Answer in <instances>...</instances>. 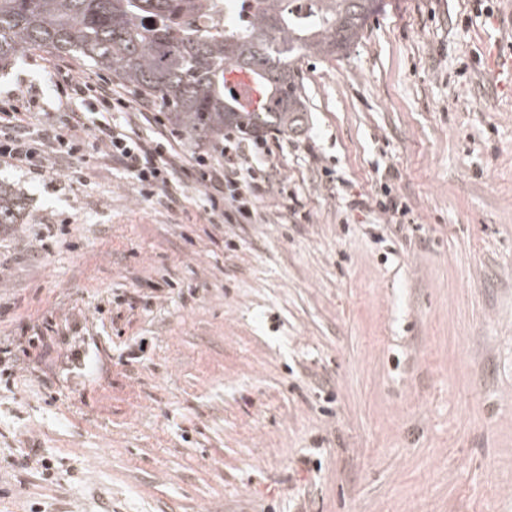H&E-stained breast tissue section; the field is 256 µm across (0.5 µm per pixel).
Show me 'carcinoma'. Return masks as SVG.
<instances>
[{
  "label": "carcinoma",
  "mask_w": 512,
  "mask_h": 512,
  "mask_svg": "<svg viewBox=\"0 0 512 512\" xmlns=\"http://www.w3.org/2000/svg\"><path fill=\"white\" fill-rule=\"evenodd\" d=\"M211 0H0V62L29 50L74 56L168 106L197 146L224 130L296 133L307 123L297 63L349 50L380 0H240L221 27L198 20ZM248 70L265 91L256 112L236 110L226 76ZM23 209L0 183V225Z\"/></svg>",
  "instance_id": "carcinoma-1"
}]
</instances>
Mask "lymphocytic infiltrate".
I'll return each instance as SVG.
<instances>
[{"instance_id":"lymphocytic-infiltrate-1","label":"lymphocytic infiltrate","mask_w":512,"mask_h":512,"mask_svg":"<svg viewBox=\"0 0 512 512\" xmlns=\"http://www.w3.org/2000/svg\"><path fill=\"white\" fill-rule=\"evenodd\" d=\"M57 72L68 86L58 97L61 116L41 129L24 123L22 107H0V161L39 177L55 172L63 156L98 159L120 165L142 197H154L183 180L199 183L211 214L222 223H264L260 203L273 192L277 167L267 136L230 129L217 155L186 159L166 132L144 139L131 136L129 126L156 124L157 102L128 98L110 79L74 75L70 68Z\"/></svg>"}]
</instances>
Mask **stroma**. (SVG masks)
<instances>
[{"label": "stroma", "mask_w": 512, "mask_h": 512, "mask_svg": "<svg viewBox=\"0 0 512 512\" xmlns=\"http://www.w3.org/2000/svg\"><path fill=\"white\" fill-rule=\"evenodd\" d=\"M503 30L512 0H382L301 62L263 224L212 223L190 180L170 205L93 158L0 162L25 198L0 228V512H512ZM59 60L0 70V100L54 122ZM387 190L398 222L352 205Z\"/></svg>", "instance_id": "35a3bbf8"}]
</instances>
